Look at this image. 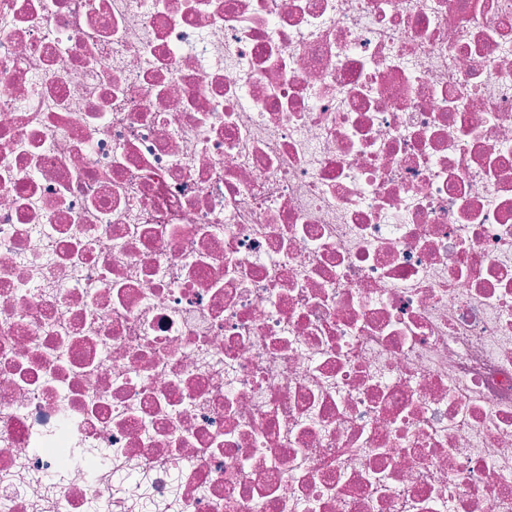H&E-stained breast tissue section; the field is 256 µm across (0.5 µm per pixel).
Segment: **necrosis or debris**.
Here are the masks:
<instances>
[{
    "label": "necrosis or debris",
    "mask_w": 512,
    "mask_h": 512,
    "mask_svg": "<svg viewBox=\"0 0 512 512\" xmlns=\"http://www.w3.org/2000/svg\"><path fill=\"white\" fill-rule=\"evenodd\" d=\"M93 503L512 512V0H0V512Z\"/></svg>",
    "instance_id": "necrosis-or-debris-1"
}]
</instances>
